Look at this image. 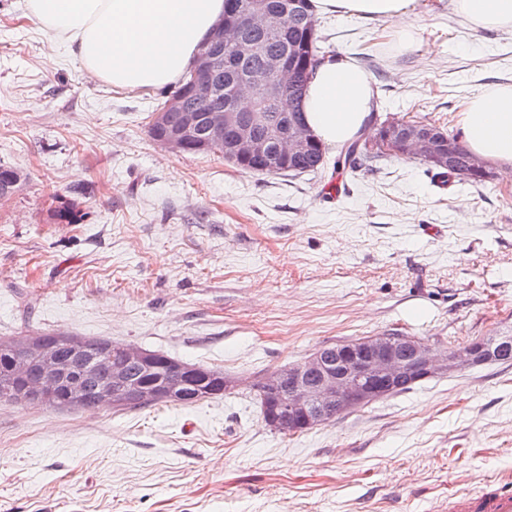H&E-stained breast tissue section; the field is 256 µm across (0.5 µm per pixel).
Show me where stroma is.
Returning a JSON list of instances; mask_svg holds the SVG:
<instances>
[{
	"mask_svg": "<svg viewBox=\"0 0 512 512\" xmlns=\"http://www.w3.org/2000/svg\"><path fill=\"white\" fill-rule=\"evenodd\" d=\"M0 0V341L137 346L236 386L185 407L0 402V512H448L512 480V365L422 381L302 434L266 425L255 379L316 350L405 334L456 348L512 333V181L434 182L417 159L252 174L148 134L164 89H118ZM365 68L375 122L458 135L467 98L512 84V30L451 0L399 21L321 14ZM70 206L73 224L53 213Z\"/></svg>",
	"mask_w": 512,
	"mask_h": 512,
	"instance_id": "35a3bbf8",
	"label": "stroma"
}]
</instances>
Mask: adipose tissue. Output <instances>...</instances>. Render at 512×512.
Returning <instances> with one entry per match:
<instances>
[{
    "mask_svg": "<svg viewBox=\"0 0 512 512\" xmlns=\"http://www.w3.org/2000/svg\"><path fill=\"white\" fill-rule=\"evenodd\" d=\"M316 12L400 20L416 0H312ZM474 27L512 30V0H453ZM45 34L63 43L93 76L123 89L175 82L195 63L197 50L224 19L225 0H27ZM377 107L371 79L343 55L326 56L302 97L303 117L323 144L371 136ZM460 135L472 154L512 180V85L469 99Z\"/></svg>",
    "mask_w": 512,
    "mask_h": 512,
    "instance_id": "ef3b65f1",
    "label": "adipose tissue"
}]
</instances>
